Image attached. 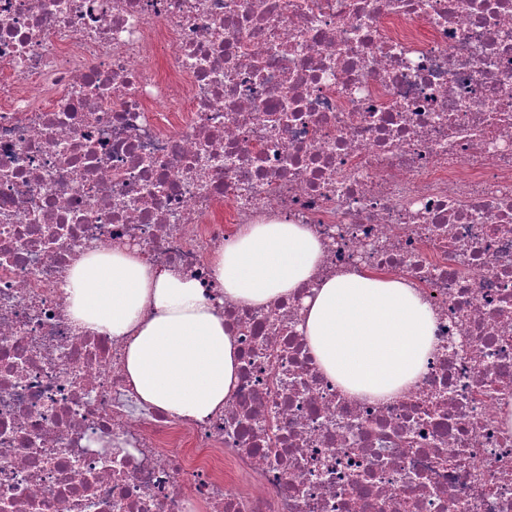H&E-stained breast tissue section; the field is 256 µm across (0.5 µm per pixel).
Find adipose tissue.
<instances>
[{
    "instance_id": "ef3b65f1",
    "label": "adipose tissue",
    "mask_w": 512,
    "mask_h": 512,
    "mask_svg": "<svg viewBox=\"0 0 512 512\" xmlns=\"http://www.w3.org/2000/svg\"><path fill=\"white\" fill-rule=\"evenodd\" d=\"M319 240L299 224L249 225L214 259L224 296L259 307L309 283L301 331L325 375L358 397L386 400L418 378L435 319L407 282L368 271L317 279ZM67 302L79 330L127 341L126 379L145 403L186 420L223 409L239 348L196 279L118 249H92L70 269Z\"/></svg>"
}]
</instances>
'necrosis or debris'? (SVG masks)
Returning a JSON list of instances; mask_svg holds the SVG:
<instances>
[{
	"label": "necrosis or debris",
	"mask_w": 512,
	"mask_h": 512,
	"mask_svg": "<svg viewBox=\"0 0 512 512\" xmlns=\"http://www.w3.org/2000/svg\"><path fill=\"white\" fill-rule=\"evenodd\" d=\"M272 221L319 277L422 293L404 393L324 376L308 283L222 305L238 380L200 422L72 325L88 250L217 296L216 255ZM511 409L512 0H0V512H512Z\"/></svg>",
	"instance_id": "obj_1"
}]
</instances>
